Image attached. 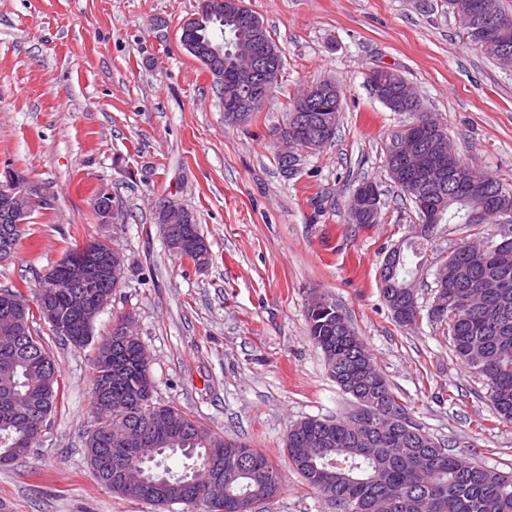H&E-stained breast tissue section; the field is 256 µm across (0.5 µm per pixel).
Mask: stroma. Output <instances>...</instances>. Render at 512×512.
Here are the masks:
<instances>
[{"mask_svg":"<svg viewBox=\"0 0 512 512\" xmlns=\"http://www.w3.org/2000/svg\"><path fill=\"white\" fill-rule=\"evenodd\" d=\"M244 3L283 70L262 110L234 126L209 71L179 43L197 0H0V168L24 170L57 195L0 263V288L26 289L68 247L93 239L129 265L85 346L38 325L63 396L29 456L0 467V512H198L113 495L87 463L92 360L127 313L149 356L154 401L278 466L283 490L263 512H329L284 448L291 424L355 406L307 335L313 290L346 312L414 423L465 460L512 471V424L495 417L483 378L456 359L445 327L425 316L399 326L383 300L378 271L417 221L385 166L386 144L410 117L367 85L372 69L397 71L465 162L512 185V69L471 45L443 0ZM323 79L340 85L336 135L286 178L270 131L290 97ZM365 180L383 192L370 226L347 221ZM100 191L122 200L118 223H97ZM168 200L193 212L208 265L169 251L154 222ZM499 232L440 225L416 276L420 304L432 301L440 252Z\"/></svg>","mask_w":512,"mask_h":512,"instance_id":"1","label":"stroma"}]
</instances>
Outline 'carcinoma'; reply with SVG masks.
<instances>
[{
	"mask_svg": "<svg viewBox=\"0 0 512 512\" xmlns=\"http://www.w3.org/2000/svg\"><path fill=\"white\" fill-rule=\"evenodd\" d=\"M206 27L224 28V39L250 37L242 19L226 17L205 20ZM190 55L206 69L216 65L228 72L232 60L215 58L207 43H199ZM341 112L338 85L323 102L318 120L329 125L335 135ZM403 131L396 132L386 144V167L389 178L400 193L420 212L419 202L430 200L443 204L440 223L464 224L463 204L455 200V177L461 170H470L457 154L448 155V181L437 188H416L406 183L402 174L395 173L396 147ZM119 201L103 193L95 209V218L106 223L110 210L120 211ZM157 224H175L180 229L181 248L178 256L195 265L208 263L210 250L201 235L192 212L174 203L165 212L154 215ZM431 240L424 238L404 243L400 259L391 277L392 286L383 293L386 305H394L404 316L403 322L416 321L410 301L417 297L412 259L426 254ZM446 280L434 297L444 304L443 313L428 314L435 322L447 325V332L456 357L469 368H475L472 357L484 359L485 369L477 371L488 386V398L495 417L512 423V287L507 293L490 299L481 308L469 309L461 304L465 296L475 292L476 281L495 274L512 283V235L490 241L488 250L469 263L467 247L457 246L445 258ZM25 294L12 288L0 289V315H17L24 324L25 334L15 349L0 347V379L8 376L14 382V397L10 407L0 402V456L11 448H24L31 424L48 418L60 397L59 378L47 382L42 359L55 362L43 338L33 329L37 314L29 305H17ZM347 318L333 300L314 301L307 305L306 319L310 339L326 356H332L340 366L352 368L360 394L355 396L356 408L343 419L306 418L292 424L284 441L288 460L334 512H350L349 505H360L359 512H512V474L466 461L407 417L399 398L375 367L363 340L350 330L354 340L346 339L336 329V323ZM112 339L98 348L93 364V399L97 422L87 435L85 448L88 463L97 481L112 493L153 503L167 504L169 498L194 499L200 491L192 482V469L200 461L199 454L217 447V437L190 414L175 405L153 402V386L142 362V344L135 335L126 340L121 350L112 355L123 371L110 372L105 363ZM402 415L411 436L393 424L382 430L375 422L386 415ZM143 429L157 444L164 456L180 454L183 470H164L146 474L160 480L167 497L160 498L154 484L149 483L135 492L114 481L117 458L112 435L114 428ZM314 433L322 434L326 442L321 447L308 446ZM234 449L244 454L243 471L224 474V500L213 505H200L202 512H241V502L247 498L265 503L276 498L282 481L273 461L249 445L231 441Z\"/></svg>",
	"mask_w": 512,
	"mask_h": 512,
	"instance_id": "cac0c4a2",
	"label": "carcinoma"
}]
</instances>
